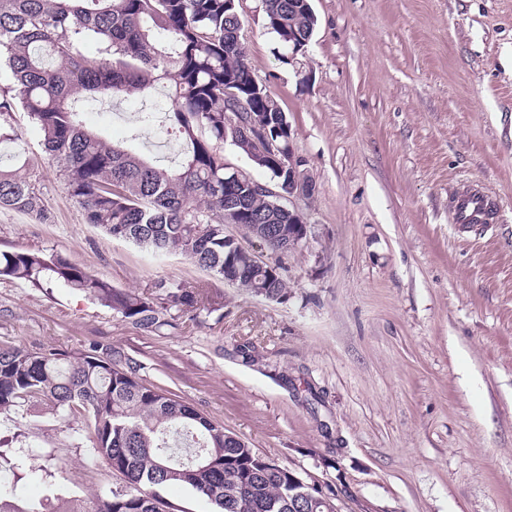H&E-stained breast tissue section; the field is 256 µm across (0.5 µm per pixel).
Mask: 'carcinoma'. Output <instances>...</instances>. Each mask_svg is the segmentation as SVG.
I'll return each mask as SVG.
<instances>
[{
  "mask_svg": "<svg viewBox=\"0 0 512 512\" xmlns=\"http://www.w3.org/2000/svg\"><path fill=\"white\" fill-rule=\"evenodd\" d=\"M266 28L283 45L288 31L317 26L312 5L261 0ZM238 0H0V67L13 97L0 101V145L11 143L9 116L20 104L42 132L84 221L106 234L163 256L179 253L267 300L288 299L281 274L294 225L265 192L288 195V117L260 84L240 40ZM98 43L94 54L82 51ZM162 87L172 100L167 120L183 141L174 167H160L124 145L85 129L75 95L91 100ZM253 120L281 151L273 160L241 139L234 146L270 174L224 183L236 169L224 140ZM0 210L44 216L37 179L0 169ZM245 224L263 239L269 262L224 234ZM0 276L35 286L61 283L147 331L169 323L168 304L214 311L201 289L160 280L149 294L124 291L59 254L0 251ZM46 406L83 413L90 454L124 477L92 498L52 494L39 502L0 496V512H165L160 490L179 486L214 512H301L310 493L336 512L334 493L301 483L292 470L258 454L173 394L139 378L131 360L94 344L66 355L0 345V414Z\"/></svg>",
  "mask_w": 512,
  "mask_h": 512,
  "instance_id": "1",
  "label": "carcinoma"
}]
</instances>
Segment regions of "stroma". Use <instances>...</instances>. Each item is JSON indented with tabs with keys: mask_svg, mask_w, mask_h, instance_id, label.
Segmentation results:
<instances>
[{
	"mask_svg": "<svg viewBox=\"0 0 512 512\" xmlns=\"http://www.w3.org/2000/svg\"><path fill=\"white\" fill-rule=\"evenodd\" d=\"M311 4L318 27L290 57L260 0L241 2L248 61L315 185L293 201L308 233L283 263L287 300L85 224L17 107L45 216L0 210V251L61 253L137 293L202 285L219 309L173 306L170 327L147 332L81 292L1 277L0 345L119 351L146 384L332 488L336 512H512V0ZM144 104L92 102L83 120L172 164L181 140L164 123L130 137ZM474 190L496 202V222L456 223L454 199ZM13 435L32 455L24 479L0 474L10 497L120 483L80 417L0 414V438Z\"/></svg>",
	"mask_w": 512,
	"mask_h": 512,
	"instance_id": "35a3bbf8",
	"label": "stroma"
}]
</instances>
